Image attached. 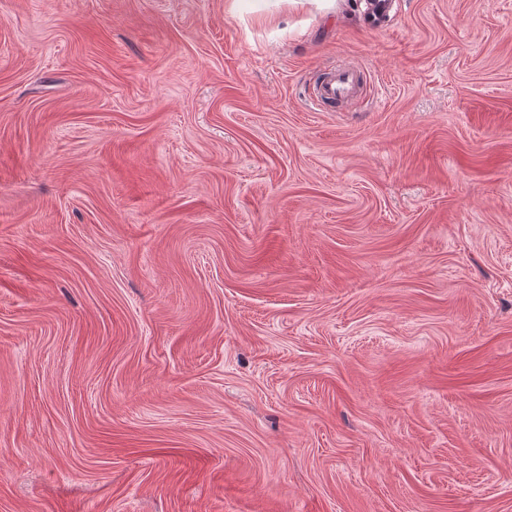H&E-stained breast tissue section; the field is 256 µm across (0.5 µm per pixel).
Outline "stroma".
Wrapping results in <instances>:
<instances>
[{"label":"stroma","instance_id":"obj_1","mask_svg":"<svg viewBox=\"0 0 512 512\" xmlns=\"http://www.w3.org/2000/svg\"><path fill=\"white\" fill-rule=\"evenodd\" d=\"M0 512H512V0H0ZM360 79V70L355 67L324 72L317 87V98L321 101L336 102L352 94Z\"/></svg>","mask_w":512,"mask_h":512}]
</instances>
